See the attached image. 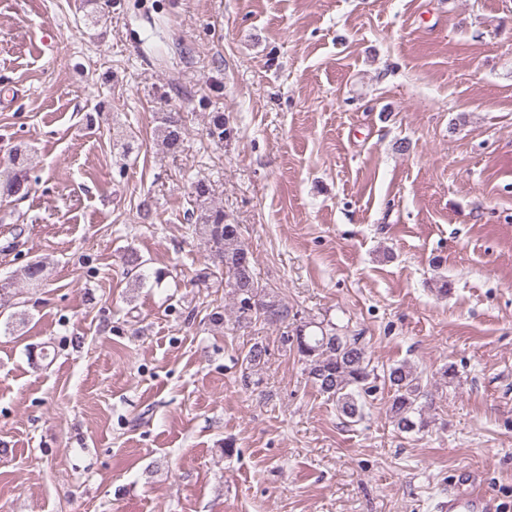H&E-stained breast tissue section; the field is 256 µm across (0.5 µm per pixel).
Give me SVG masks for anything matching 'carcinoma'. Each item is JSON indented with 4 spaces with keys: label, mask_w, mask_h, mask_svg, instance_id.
<instances>
[{
    "label": "carcinoma",
    "mask_w": 512,
    "mask_h": 512,
    "mask_svg": "<svg viewBox=\"0 0 512 512\" xmlns=\"http://www.w3.org/2000/svg\"><path fill=\"white\" fill-rule=\"evenodd\" d=\"M208 136L215 143H224L230 133L224 113L214 112L208 121ZM158 132L164 145L175 151L184 141L185 128L173 117H158ZM33 154L31 148L17 145L9 154L10 170L0 180V194L25 197L30 189ZM192 194L197 204L193 231L205 242L212 265L225 275L234 304L235 323L240 328L263 323L286 328L284 342L295 350L304 374L317 391L336 404L340 415L350 421L362 419L363 406L377 390V379L389 386L388 413L398 431L420 433L428 427L425 417L428 392L416 369L402 362L389 366L383 375L375 373L362 337L349 333L344 326L330 320H302L273 290L259 283L252 254L241 238L239 225L230 222L224 209L211 203L212 186L205 179L197 180ZM20 279L37 288L45 276L44 265L30 262L19 270ZM269 350L261 342L253 343L245 352L243 362L248 375L245 384L268 363Z\"/></svg>",
    "instance_id": "cac0c4a2"
}]
</instances>
